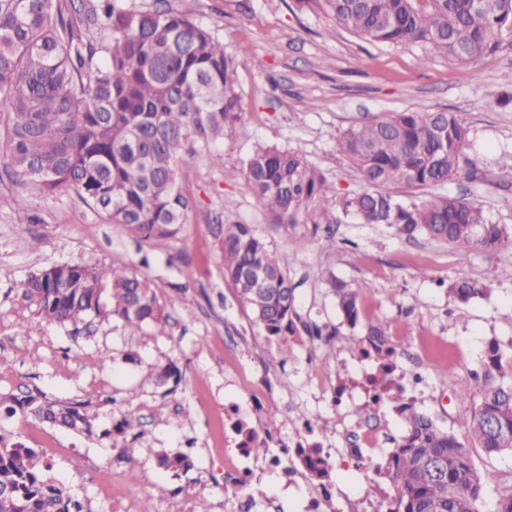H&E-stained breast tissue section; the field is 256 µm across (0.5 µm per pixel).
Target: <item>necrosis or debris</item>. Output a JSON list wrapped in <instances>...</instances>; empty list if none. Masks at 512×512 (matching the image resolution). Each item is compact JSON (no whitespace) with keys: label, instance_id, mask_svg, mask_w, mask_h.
<instances>
[{"label":"necrosis or debris","instance_id":"1","mask_svg":"<svg viewBox=\"0 0 512 512\" xmlns=\"http://www.w3.org/2000/svg\"><path fill=\"white\" fill-rule=\"evenodd\" d=\"M389 344V349L378 352L364 343L338 355L341 377L306 378L307 389L315 400L339 412L355 403L378 408L395 393L408 400L424 397L430 366L426 347L412 348L394 338ZM291 425L288 443L257 461L250 458L247 437L237 432L224 466V512H254L257 500L251 481L257 468L278 472L288 489L314 484L301 512H329L334 501L345 499L344 493L330 481L319 479V472L333 469L340 459L381 458L397 443L391 430L367 421L346 424L335 436L324 438L316 436V423L306 412H298Z\"/></svg>","mask_w":512,"mask_h":512}]
</instances>
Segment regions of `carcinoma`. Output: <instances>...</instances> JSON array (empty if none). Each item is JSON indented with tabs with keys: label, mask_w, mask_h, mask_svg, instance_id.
Listing matches in <instances>:
<instances>
[{
	"label": "carcinoma",
	"mask_w": 512,
	"mask_h": 512,
	"mask_svg": "<svg viewBox=\"0 0 512 512\" xmlns=\"http://www.w3.org/2000/svg\"><path fill=\"white\" fill-rule=\"evenodd\" d=\"M129 0H0V101L11 109L7 160L24 189L55 197L74 191L138 247L176 239L192 208L178 184L183 155L205 153L221 165L216 142L243 121L237 69L224 44L184 14ZM300 9L329 14L338 26L384 45H419L464 65L495 48L512 31V0H297ZM468 129L452 112L407 110L353 125L339 151L367 188L337 206L358 224L382 225L407 239L495 251L512 231L491 222L462 198H425L394 191L437 187L469 163ZM255 206L269 223L334 224L336 188L297 152L260 145L244 162ZM224 279L265 335L339 333L305 320L297 310L288 254L272 251L251 224L209 225ZM323 283L349 332L363 325L386 345L390 324L361 323L359 295L328 273ZM460 302L484 294L475 281L449 286ZM20 296L43 318L78 325L108 307L130 333L169 326L148 280L125 266L76 260L30 272ZM512 356L489 344L482 376L462 401L477 400L458 421L488 456L512 453ZM20 410L55 427L91 434L93 417L81 404L15 400ZM15 407V408H17ZM15 408L10 406L8 411ZM405 432L383 475L396 489L388 512H479L485 493L466 444L414 405L397 406ZM166 469H186L190 455H163ZM38 453L0 435V512H86L68 488L48 475Z\"/></svg>",
	"instance_id": "obj_1"
}]
</instances>
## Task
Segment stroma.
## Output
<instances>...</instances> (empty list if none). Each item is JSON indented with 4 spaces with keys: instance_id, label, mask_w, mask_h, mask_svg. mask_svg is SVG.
<instances>
[{
    "instance_id": "1",
    "label": "stroma",
    "mask_w": 512,
    "mask_h": 512,
    "mask_svg": "<svg viewBox=\"0 0 512 512\" xmlns=\"http://www.w3.org/2000/svg\"><path fill=\"white\" fill-rule=\"evenodd\" d=\"M167 3L209 28L236 59L243 123L220 146L223 166L199 155L179 163L178 183L193 207L179 239L154 245L145 266L136 244L75 194H33L18 209L19 187L0 164V398L40 393L65 405L85 403L95 417L86 435L0 410V434L37 449L88 512H113L118 499L128 512L146 502L154 512H178L186 489L196 495L195 512H224V451L234 445L224 432V403L246 400L237 374L270 382L277 421L254 423L269 448L291 432L290 403L318 413L322 434L339 430L335 411L300 387L288 355L311 356L325 377L335 374L336 353L350 342L343 335L327 345L264 336L224 281L208 230L217 220L254 225L272 249L288 253L304 318L339 323L322 283L330 271L358 289L362 320L389 322L414 345L431 340V378L439 386L448 377L453 385L446 408L428 400L418 408L457 430L458 418L472 410L458 395L472 390L488 342L512 354V280L485 279L492 266L512 264V246L462 251L344 218L328 249L304 227L286 232L269 224L253 205L242 166L255 147L276 146L303 155L337 195L358 193L365 185L338 151L344 130L408 109L453 112L469 129L470 163L441 193L474 202L493 223L512 228V33L463 68L420 46L361 39L325 13L299 10L295 0ZM489 166L496 173L491 182L484 178ZM71 260L124 265L148 277L171 315L166 334L147 327L130 335L106 313L76 331L21 301L30 271ZM459 279L485 281V295L458 301L448 286ZM169 364L179 369V381L157 385L153 373ZM126 420L137 431L118 433ZM469 448L485 483L479 512H497L512 487V455L487 456L474 442ZM184 450L192 468L160 466L161 454Z\"/></svg>"
}]
</instances>
